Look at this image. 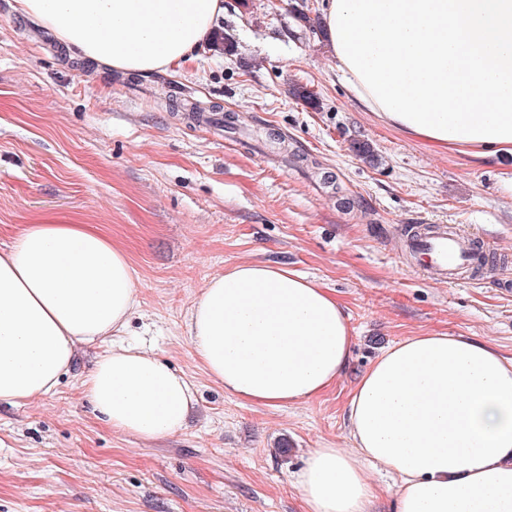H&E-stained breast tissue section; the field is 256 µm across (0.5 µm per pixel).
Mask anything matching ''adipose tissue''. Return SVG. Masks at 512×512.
<instances>
[{
	"mask_svg": "<svg viewBox=\"0 0 512 512\" xmlns=\"http://www.w3.org/2000/svg\"><path fill=\"white\" fill-rule=\"evenodd\" d=\"M71 59L127 74L195 57L224 0H16ZM329 54L357 102L451 153L512 154V0H325ZM126 252L83 224H29L0 250V401L40 398L80 345L109 336L83 382L113 429L177 433L195 404L185 376L121 343L136 311ZM225 393L301 404L341 377L354 338L340 301L287 266L214 275L186 320ZM351 449H311L294 475L305 512H371L364 465L399 474L395 512H512V359L463 336H411L382 351L347 401Z\"/></svg>",
	"mask_w": 512,
	"mask_h": 512,
	"instance_id": "ef3b65f1",
	"label": "adipose tissue"
}]
</instances>
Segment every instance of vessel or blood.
<instances>
[{
	"instance_id": "1",
	"label": "vessel or blood",
	"mask_w": 512,
	"mask_h": 512,
	"mask_svg": "<svg viewBox=\"0 0 512 512\" xmlns=\"http://www.w3.org/2000/svg\"><path fill=\"white\" fill-rule=\"evenodd\" d=\"M411 247L417 266L436 278L453 283L468 271L487 266L489 255L459 228L435 225L415 238Z\"/></svg>"
}]
</instances>
